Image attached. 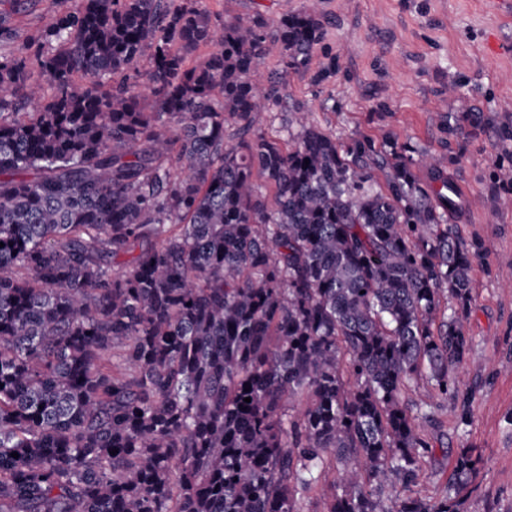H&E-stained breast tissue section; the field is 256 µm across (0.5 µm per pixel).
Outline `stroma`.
Wrapping results in <instances>:
<instances>
[{
	"label": "stroma",
	"instance_id": "35a3bbf8",
	"mask_svg": "<svg viewBox=\"0 0 512 512\" xmlns=\"http://www.w3.org/2000/svg\"><path fill=\"white\" fill-rule=\"evenodd\" d=\"M212 18L262 14L275 22L306 9L321 17L324 33L305 68L284 71L270 52L263 73L285 72L278 111L262 112L256 125L285 137L289 111L302 106L314 125L348 141L362 133L391 138L418 150L445 152L466 207L460 227L478 240L484 258L471 278L475 298L468 334L480 366L458 373L462 390L475 394L469 425L457 427L452 404L438 412L434 452L425 459L418 495L441 497L458 480L456 460L480 449L484 464L470 484L462 512H512V209L498 210L487 177L495 130L512 123V58L491 57L486 43L512 42V22L498 18L485 0H203ZM338 56L333 74L324 69ZM477 112L486 124L447 137L441 118Z\"/></svg>",
	"mask_w": 512,
	"mask_h": 512
}]
</instances>
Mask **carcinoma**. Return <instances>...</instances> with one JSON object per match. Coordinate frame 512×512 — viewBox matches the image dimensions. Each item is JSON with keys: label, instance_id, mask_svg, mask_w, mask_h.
<instances>
[{"label": "carcinoma", "instance_id": "1", "mask_svg": "<svg viewBox=\"0 0 512 512\" xmlns=\"http://www.w3.org/2000/svg\"><path fill=\"white\" fill-rule=\"evenodd\" d=\"M27 3L0 0V512H457L414 494L440 421L403 401L424 375L472 417L482 246L445 157L299 109L286 140L255 127L286 84L260 59L298 70L323 38L306 9L52 0L15 49Z\"/></svg>", "mask_w": 512, "mask_h": 512}]
</instances>
